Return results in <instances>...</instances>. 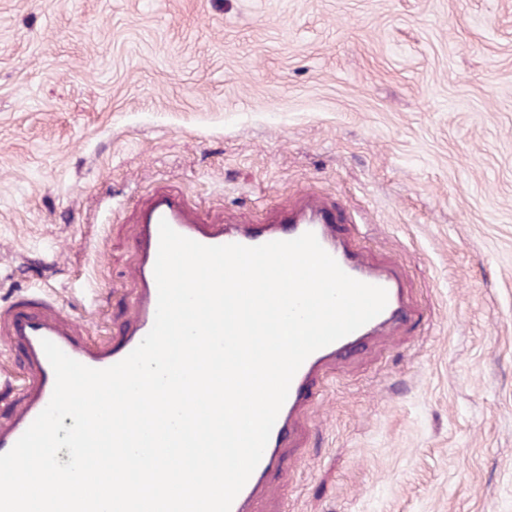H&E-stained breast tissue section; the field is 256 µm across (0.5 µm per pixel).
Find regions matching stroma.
<instances>
[{
	"label": "stroma",
	"mask_w": 512,
	"mask_h": 512,
	"mask_svg": "<svg viewBox=\"0 0 512 512\" xmlns=\"http://www.w3.org/2000/svg\"><path fill=\"white\" fill-rule=\"evenodd\" d=\"M367 211L424 312L336 367L256 512H512V0H0V305L107 338L158 181Z\"/></svg>",
	"instance_id": "stroma-1"
}]
</instances>
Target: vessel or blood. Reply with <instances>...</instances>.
Instances as JSON below:
<instances>
[{"label": "vessel or blood", "instance_id": "b4317fda", "mask_svg": "<svg viewBox=\"0 0 512 512\" xmlns=\"http://www.w3.org/2000/svg\"><path fill=\"white\" fill-rule=\"evenodd\" d=\"M163 220L177 233L208 246H258L292 240L310 231L349 276L387 292V305L378 316L310 354L294 375L262 458L231 506V512H255L258 498L279 494L294 463L291 451L300 447L305 435L303 416L318 398L330 370L377 337L406 335L420 314L407 294L401 265L362 244L357 212L341 198L312 187L297 190L263 217L242 222L226 221L222 211L194 205L184 193L169 186L153 187L137 201L131 218L134 298L120 328L106 340H95L81 318L64 312L39 287L1 307L0 346L20 356L21 370L0 368V385L10 390L0 398V408L8 412L0 422V454L12 449L52 397L55 373L43 340L52 341L85 366L103 369L123 360L149 333L157 308L154 266Z\"/></svg>", "mask_w": 512, "mask_h": 512}]
</instances>
